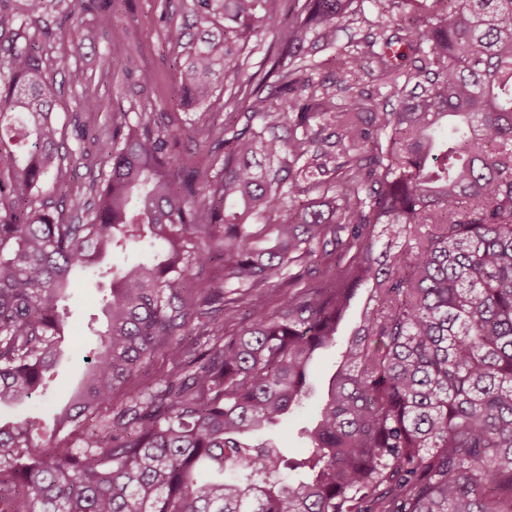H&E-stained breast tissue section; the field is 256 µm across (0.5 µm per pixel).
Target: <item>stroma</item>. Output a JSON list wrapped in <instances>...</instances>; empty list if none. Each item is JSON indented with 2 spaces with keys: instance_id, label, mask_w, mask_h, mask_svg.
<instances>
[{
  "instance_id": "stroma-1",
  "label": "stroma",
  "mask_w": 512,
  "mask_h": 512,
  "mask_svg": "<svg viewBox=\"0 0 512 512\" xmlns=\"http://www.w3.org/2000/svg\"><path fill=\"white\" fill-rule=\"evenodd\" d=\"M28 0H0V59L15 47L39 43L56 81L55 112L65 160L73 169V192H87L99 175V159L112 142L113 126L143 118L163 122L174 135V153L185 171L201 170L244 104L216 91L210 107L186 111L175 101L176 51L164 38L167 25L190 16L191 0H98L96 9L77 7L78 22L91 39L79 41L51 24L40 35L27 12ZM111 24H101L102 16ZM338 358L324 352L314 363L305 405L276 429L281 447L301 452V431L320 401Z\"/></svg>"
}]
</instances>
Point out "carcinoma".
<instances>
[{"label":"carcinoma","mask_w":512,"mask_h":512,"mask_svg":"<svg viewBox=\"0 0 512 512\" xmlns=\"http://www.w3.org/2000/svg\"><path fill=\"white\" fill-rule=\"evenodd\" d=\"M281 3L192 0L167 28L179 106L248 103L205 172L175 176L166 125L121 124L61 210L38 202L72 177L54 79L31 49L0 65V512H512V0ZM367 3L376 31L339 44ZM366 58L381 103L346 82ZM92 277L100 345L44 439L6 413L48 394ZM337 345L292 457L270 430ZM259 42V45L255 47L249 56L248 70L245 72L247 75L259 68L269 51H275L278 48L279 43L276 31L274 29L267 30L262 35V40ZM364 67V71H361L356 77H353V80L359 81L361 84L368 83L370 89L373 87L375 97L379 95L381 100L384 99L390 91L388 85L389 81L386 80L384 76L378 77V72L373 71L375 69V63L371 62V60L366 59ZM367 73L372 75H368Z\"/></svg>","instance_id":"cac0c4a2"}]
</instances>
